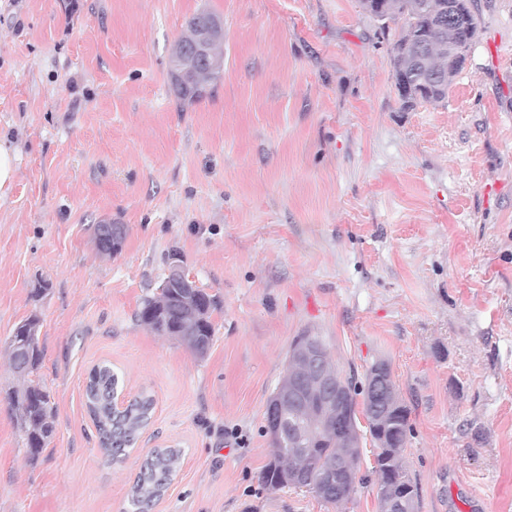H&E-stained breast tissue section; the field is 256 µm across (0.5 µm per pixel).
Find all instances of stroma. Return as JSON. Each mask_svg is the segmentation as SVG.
Here are the masks:
<instances>
[{"instance_id": "35a3bbf8", "label": "stroma", "mask_w": 512, "mask_h": 512, "mask_svg": "<svg viewBox=\"0 0 512 512\" xmlns=\"http://www.w3.org/2000/svg\"><path fill=\"white\" fill-rule=\"evenodd\" d=\"M202 10L224 19V74L181 102L168 58ZM476 12L446 100L405 109L401 25L359 0H0V136L19 156L0 197V512H125L170 444L152 512H378L368 438L346 503L262 483L268 399L304 333L342 373L390 364L417 512H512V0ZM104 221L126 228L110 257ZM173 253L215 300L203 358L137 318ZM33 314L54 407L35 459L3 348ZM103 361L155 402L113 461L84 397ZM95 247L102 255H115L122 249L126 232L122 224H96ZM182 449L172 446L156 448L142 465L128 496L132 512H148L159 501L171 483L179 468Z\"/></svg>"}]
</instances>
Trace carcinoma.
<instances>
[{
	"instance_id": "obj_1",
	"label": "carcinoma",
	"mask_w": 512,
	"mask_h": 512,
	"mask_svg": "<svg viewBox=\"0 0 512 512\" xmlns=\"http://www.w3.org/2000/svg\"><path fill=\"white\" fill-rule=\"evenodd\" d=\"M458 2L454 23L438 24L448 12V5ZM363 12L383 21L403 22L400 37L394 41V86L400 101L408 93L420 95L424 103H440L446 89L464 69L458 61L455 46L466 32L478 35V25L471 0H380L379 8L360 4ZM222 75L205 66L197 67L187 85L174 86L182 100L199 97L197 91L217 83ZM95 247L102 255H115L122 249L126 237L121 224L95 226ZM214 299L197 287L182 288L167 280L158 292L143 301L138 320L160 336H167L186 345L197 356L210 349L214 326L210 320ZM40 318L30 315L19 323L4 342L5 352L15 373L21 377L36 372L42 364L43 350L39 345ZM312 337L303 334L294 338L288 355V378L298 382L300 390L291 414V423L307 430L301 446L294 447L270 440L271 460L263 474L264 486L279 489L286 486L305 487L326 502L347 501L361 482L357 459L360 449L349 437L346 426L357 422L356 408L370 427L382 435L371 434L376 443L374 472L377 475L378 503L386 499L402 500L412 510L417 509L418 489L402 456L410 432L408 408L399 395L392 372L385 370L387 362L373 363L368 371H380L387 379L386 390L377 394L367 380L353 375L343 377L345 425H336V418L320 406L312 395L309 368L297 356L295 348ZM316 341L323 338L316 336ZM119 378L112 365L103 363L92 368L85 386L86 407L98 431L102 453L116 458L135 445L141 429L151 418L154 400L141 393L122 413L112 411V394L117 391ZM13 401L18 410V425L23 432L31 457H38L54 432L53 407L49 393L39 384L29 382L17 391ZM182 449L167 446L156 448L142 465L128 496L132 512H148L163 498L179 468Z\"/></svg>"
}]
</instances>
